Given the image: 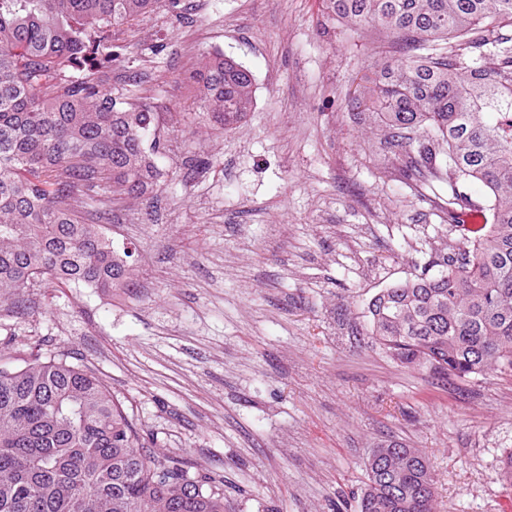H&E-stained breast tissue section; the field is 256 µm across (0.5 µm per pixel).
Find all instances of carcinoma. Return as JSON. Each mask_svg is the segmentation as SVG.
Returning a JSON list of instances; mask_svg holds the SVG:
<instances>
[{"instance_id":"1","label":"carcinoma","mask_w":512,"mask_h":512,"mask_svg":"<svg viewBox=\"0 0 512 512\" xmlns=\"http://www.w3.org/2000/svg\"><path fill=\"white\" fill-rule=\"evenodd\" d=\"M327 18L405 41L373 72L371 109L404 176L448 184L462 246L368 305V335L403 364L467 380L512 371V0H322ZM182 0H0V302L27 311L35 288L108 290L133 274L77 210L104 175L140 198L162 176L156 113L102 89L128 35ZM455 39L454 49L438 44ZM219 128L253 106L252 72L212 53L195 72ZM476 186L481 199L468 190ZM368 460L361 512H434L429 459L396 441ZM0 512H225L207 476L160 465L110 391L64 359L0 354Z\"/></svg>"}]
</instances>
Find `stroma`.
I'll list each match as a JSON object with an SVG mask.
<instances>
[{"mask_svg": "<svg viewBox=\"0 0 512 512\" xmlns=\"http://www.w3.org/2000/svg\"><path fill=\"white\" fill-rule=\"evenodd\" d=\"M136 27L138 86L164 176L138 200L95 181L88 223L129 248L130 288H41L0 308V347L91 370L157 454L224 486L228 512H360L379 443L419 450L436 512H504L512 375L466 381L393 360L367 336L370 300L458 247L437 196L407 180L365 102L400 38L322 19L321 0H189ZM255 79L235 128L188 107L204 55Z\"/></svg>", "mask_w": 512, "mask_h": 512, "instance_id": "obj_1", "label": "stroma"}]
</instances>
